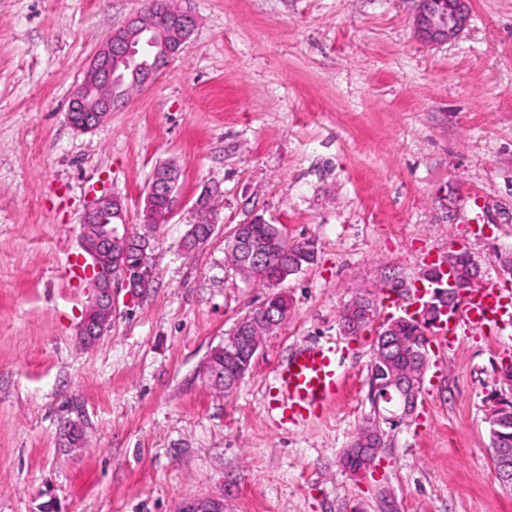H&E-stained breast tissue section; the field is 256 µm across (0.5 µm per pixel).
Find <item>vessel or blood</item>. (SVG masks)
I'll use <instances>...</instances> for the list:
<instances>
[{"label": "vessel or blood", "instance_id": "vessel-or-blood-1", "mask_svg": "<svg viewBox=\"0 0 512 512\" xmlns=\"http://www.w3.org/2000/svg\"><path fill=\"white\" fill-rule=\"evenodd\" d=\"M502 322H512V301L495 285L482 284L466 290L456 308L442 311L429 334L447 350L464 336L494 332ZM343 379L335 346L296 348L277 372L281 394L277 409L290 422H307L329 406Z\"/></svg>", "mask_w": 512, "mask_h": 512}]
</instances>
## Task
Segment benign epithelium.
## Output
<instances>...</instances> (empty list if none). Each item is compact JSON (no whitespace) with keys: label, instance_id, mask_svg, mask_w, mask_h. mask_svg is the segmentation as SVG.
Returning a JSON list of instances; mask_svg holds the SVG:
<instances>
[{"label":"benign epithelium","instance_id":"benign-epithelium-1","mask_svg":"<svg viewBox=\"0 0 512 512\" xmlns=\"http://www.w3.org/2000/svg\"><path fill=\"white\" fill-rule=\"evenodd\" d=\"M469 0H419L415 17L417 36L426 42H445L452 38L468 20ZM196 27V18L190 11H175L165 25L152 23L137 15L115 31L95 53L83 82L72 94L67 108L70 124L79 131L88 132L101 125L112 113L118 100L125 97L127 89L143 87L159 74L170 59L180 53L184 43ZM152 173L145 195L146 223L154 221L153 201L164 196L172 199L180 177V167L171 161L157 165ZM210 229L203 236L196 235V226L190 225L183 237V248L196 251L205 245L216 229V223L207 219ZM81 223L97 224L99 230L92 243L84 245L91 258L89 264L94 295L91 305L97 307L102 318L97 323L85 321L79 335L86 344L95 343L112 325L114 295L106 283V266L101 263L106 250L128 251L131 239L127 207L122 199L102 194L83 213ZM234 253L242 264L266 267L271 271V282L279 285L288 276L286 271H273L280 265L275 257L251 239L249 225L239 224L232 235ZM121 285L126 296L136 300L145 296L144 287L155 280L145 268H121ZM248 335L247 321L241 320L224 342L215 350L224 354V364L235 376L225 380L234 386L246 372L242 353V337ZM417 379H404L393 375L373 386L374 407L378 418L392 425L413 413L417 406ZM498 389L494 390L492 409L505 402L512 403V379L497 377ZM495 455L502 476L512 475V448H497ZM177 512H228L224 497L220 495L190 497L182 500Z\"/></svg>","mask_w":512,"mask_h":512}]
</instances>
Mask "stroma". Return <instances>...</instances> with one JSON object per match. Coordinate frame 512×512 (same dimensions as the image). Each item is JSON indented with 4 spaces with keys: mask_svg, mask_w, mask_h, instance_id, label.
<instances>
[{
    "mask_svg": "<svg viewBox=\"0 0 512 512\" xmlns=\"http://www.w3.org/2000/svg\"><path fill=\"white\" fill-rule=\"evenodd\" d=\"M181 53L91 132L67 119L96 50L146 0H0V512H176L223 495L230 512H512L490 455L487 395L512 363V325L428 346L408 419L374 468L343 457L375 425L374 330L344 334L356 297L403 286L464 250L512 295V0H470L452 40L416 34L417 0H181ZM181 169L152 234L156 281L117 290L111 329L77 336L92 290L72 274L95 194L139 225L156 164ZM218 226L179 242L205 189ZM486 220L467 222L474 203ZM262 216L312 264L277 289L227 262ZM286 322L230 394L202 374L212 348L271 292ZM333 344L344 383L308 422L282 419L275 374L294 348ZM83 427L68 448L63 426Z\"/></svg>",
    "mask_w": 512,
    "mask_h": 512,
    "instance_id": "1",
    "label": "stroma"
}]
</instances>
